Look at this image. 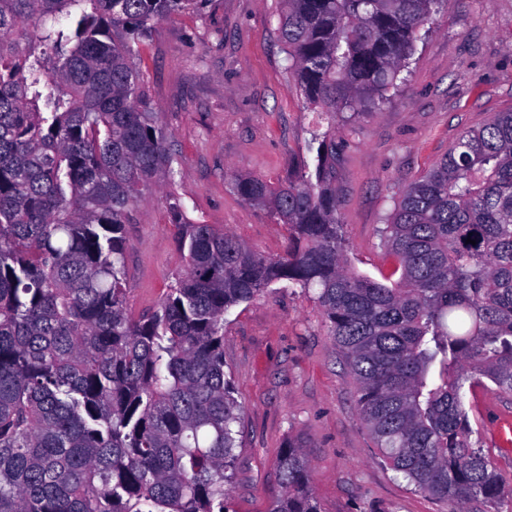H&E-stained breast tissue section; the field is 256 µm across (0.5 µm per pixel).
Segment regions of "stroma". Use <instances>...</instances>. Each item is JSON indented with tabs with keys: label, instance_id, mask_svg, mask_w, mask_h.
Here are the masks:
<instances>
[{
	"label": "stroma",
	"instance_id": "1",
	"mask_svg": "<svg viewBox=\"0 0 512 512\" xmlns=\"http://www.w3.org/2000/svg\"><path fill=\"white\" fill-rule=\"evenodd\" d=\"M276 0H195L160 19L138 46L159 125L169 134L174 185L137 205L126 227L127 303L147 316L184 269L166 205L216 224L252 251L282 253L287 231L230 189L234 174L287 178L317 130L289 79ZM417 42L405 83L381 109L337 123L338 218L351 270L381 279L391 260L379 235L404 188L461 131L512 110V0H441ZM224 369L244 406L241 446L225 504L266 512L279 490L277 455L297 442L320 512H444L381 460L362 423L356 384L311 294L275 284L224 317ZM473 427L503 477L512 476V396L465 397Z\"/></svg>",
	"mask_w": 512,
	"mask_h": 512
}]
</instances>
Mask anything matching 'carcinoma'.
Masks as SVG:
<instances>
[{"instance_id": "cac0c4a2", "label": "carcinoma", "mask_w": 512, "mask_h": 512, "mask_svg": "<svg viewBox=\"0 0 512 512\" xmlns=\"http://www.w3.org/2000/svg\"><path fill=\"white\" fill-rule=\"evenodd\" d=\"M192 2L0 0V512H226L243 407L224 315L282 281L313 292L413 491L447 512L512 499L464 403L512 394V112L403 190L380 228L398 279L349 269L337 217L336 122L390 100L439 0H278L316 163L231 187L285 226V251L254 253L171 194L185 271L151 315L128 309L125 225L174 174L133 44ZM277 468L267 512H320L298 444Z\"/></svg>"}]
</instances>
